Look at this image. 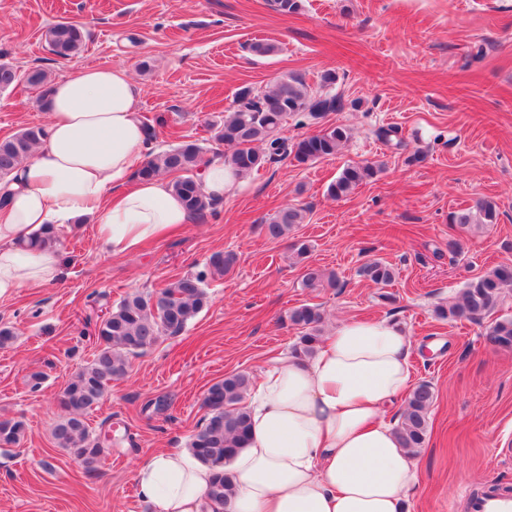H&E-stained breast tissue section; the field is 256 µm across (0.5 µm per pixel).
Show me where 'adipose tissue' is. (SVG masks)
Returning <instances> with one entry per match:
<instances>
[{
    "instance_id": "adipose-tissue-1",
    "label": "adipose tissue",
    "mask_w": 512,
    "mask_h": 512,
    "mask_svg": "<svg viewBox=\"0 0 512 512\" xmlns=\"http://www.w3.org/2000/svg\"><path fill=\"white\" fill-rule=\"evenodd\" d=\"M46 110L44 147L0 179V301L60 278L59 251L30 245L48 229L84 218L103 250L129 255L190 221L167 181L136 176L149 145L128 69L62 77ZM413 348L388 320L339 322L262 371L226 502L208 500L214 471L187 448L140 467V498L153 512H402L419 462L389 412L411 389Z\"/></svg>"
}]
</instances>
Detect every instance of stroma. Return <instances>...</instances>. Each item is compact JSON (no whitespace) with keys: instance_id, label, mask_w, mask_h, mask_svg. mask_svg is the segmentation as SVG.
<instances>
[{"instance_id":"1","label":"stroma","mask_w":512,"mask_h":512,"mask_svg":"<svg viewBox=\"0 0 512 512\" xmlns=\"http://www.w3.org/2000/svg\"><path fill=\"white\" fill-rule=\"evenodd\" d=\"M61 20L86 35L69 60L46 40ZM257 41L276 53L254 55ZM0 63L61 77L130 68L155 153L185 141L224 151L212 126L236 92L287 75L314 87L335 72L343 107L328 119L352 133L336 156L266 165L215 213L132 257L102 251L92 224L58 228L62 277L0 303V325L15 333L0 348V419L27 423L19 446L0 447V512H151L137 495L139 466L159 449L187 446L207 416L210 385L237 372L259 376L290 350L298 331L287 316L305 303L321 308L325 326L385 318L418 345L412 380L430 382L435 399L405 512H464V482L512 492V349L487 342L489 321L435 313L471 278L512 264V0H301L288 15L272 0H0ZM47 119L28 85L0 91V139ZM390 126L404 149L378 139ZM364 162L378 166L376 176L342 199L328 195L346 165ZM483 199L495 202L496 223L452 224L453 213ZM287 206L304 209V222L269 240L265 221ZM296 240L310 245L307 261L292 253ZM216 252L238 262L209 280L208 307L184 333L133 358L88 414L92 435L119 442L86 472L51 429L57 393L93 358L99 316L127 294L204 270ZM370 259L394 269L389 286L359 276ZM308 262L335 272L339 287H303ZM36 371L45 379L34 391Z\"/></svg>"}]
</instances>
